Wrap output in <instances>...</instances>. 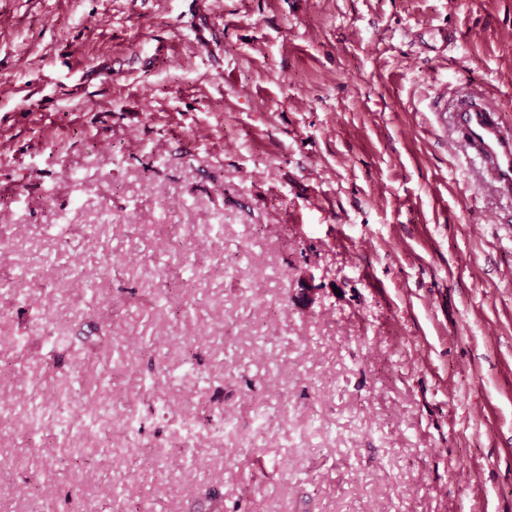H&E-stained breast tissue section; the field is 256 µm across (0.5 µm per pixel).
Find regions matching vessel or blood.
I'll list each match as a JSON object with an SVG mask.
<instances>
[{
	"instance_id": "vessel-or-blood-1",
	"label": "vessel or blood",
	"mask_w": 512,
	"mask_h": 512,
	"mask_svg": "<svg viewBox=\"0 0 512 512\" xmlns=\"http://www.w3.org/2000/svg\"><path fill=\"white\" fill-rule=\"evenodd\" d=\"M460 143L488 176L487 184L512 198V130L500 117V101L488 90L452 93L443 105Z\"/></svg>"
}]
</instances>
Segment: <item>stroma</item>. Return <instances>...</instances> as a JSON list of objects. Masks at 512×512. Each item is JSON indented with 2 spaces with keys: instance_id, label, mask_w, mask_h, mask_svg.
I'll return each instance as SVG.
<instances>
[{
  "instance_id": "1",
  "label": "stroma",
  "mask_w": 512,
  "mask_h": 512,
  "mask_svg": "<svg viewBox=\"0 0 512 512\" xmlns=\"http://www.w3.org/2000/svg\"><path fill=\"white\" fill-rule=\"evenodd\" d=\"M209 4L0 0V512H512V0ZM439 112H451L466 153L488 176L487 186L512 200V131L500 117V100L489 90L453 92ZM173 430L176 436L184 440L185 444L196 442L200 435L224 440V424L218 427H206L197 424L189 418L176 417L173 423Z\"/></svg>"
}]
</instances>
